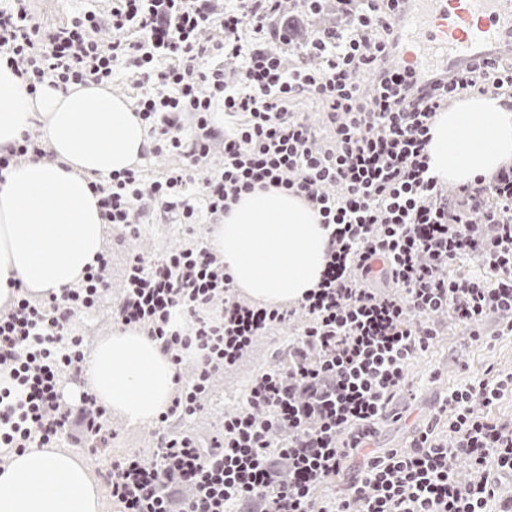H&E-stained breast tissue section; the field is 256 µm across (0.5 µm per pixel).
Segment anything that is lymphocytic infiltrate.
<instances>
[{
  "label": "lymphocytic infiltrate",
  "mask_w": 512,
  "mask_h": 512,
  "mask_svg": "<svg viewBox=\"0 0 512 512\" xmlns=\"http://www.w3.org/2000/svg\"><path fill=\"white\" fill-rule=\"evenodd\" d=\"M113 0L110 11L80 12L63 27L36 21L30 0H0V63L28 92L48 85L108 84L120 70L147 92L135 112L148 125L153 152L182 158L164 179L126 169L92 187L103 218L137 236L135 206L159 205L156 218L196 221L185 195L191 173L214 164L201 197L213 223L244 192L277 188L302 197L328 230L326 267L298 305L261 307L234 291L223 258L200 239L153 260L129 255L112 321L134 326L174 364L193 357L157 422L152 462L129 455L103 477L120 512H174L168 477L195 489L185 512H486L512 478V422L474 408L512 391V373L486 370L439 405L437 420L408 443L376 455L381 425L401 420L397 401L411 391L409 364L446 329L444 316L481 336L498 320L512 335V165L449 190L430 171V129L450 102L472 93L512 100V69L493 59L452 74L396 64L405 0H335L342 24L294 41L287 29L264 40L281 0ZM216 26L218 38L201 40ZM258 34L244 40V29ZM242 59L235 84L223 58ZM366 74L362 88L355 74ZM323 108L313 125L293 103ZM241 116L223 135L216 105ZM474 272L449 275L461 259ZM112 255L102 253L75 287L34 302L17 292L0 309V447L49 448L64 438L106 445V410L85 418L82 392L63 400L61 379L84 381L86 358L71 335L78 315L98 308L110 285ZM296 336L274 349L272 367L255 377L244 405L225 415L210 439L179 431L209 394L214 375L237 365L257 337L292 318ZM362 465L338 496L317 504L318 486ZM512 512V497L498 499Z\"/></svg>",
  "instance_id": "lymphocytic-infiltrate-1"
}]
</instances>
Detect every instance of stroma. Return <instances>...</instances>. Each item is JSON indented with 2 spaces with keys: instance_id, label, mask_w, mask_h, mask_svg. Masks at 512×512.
<instances>
[{
  "instance_id": "stroma-1",
  "label": "stroma",
  "mask_w": 512,
  "mask_h": 512,
  "mask_svg": "<svg viewBox=\"0 0 512 512\" xmlns=\"http://www.w3.org/2000/svg\"><path fill=\"white\" fill-rule=\"evenodd\" d=\"M210 231L209 216L203 211L199 212L198 222L192 227L173 216L164 224L142 225L140 235L135 239L124 238L116 229L109 231L107 242L112 247V288L104 294L95 312L76 320L74 334L81 336L89 345L110 334V307L121 291L128 252L137 250L154 257L184 245L191 236L208 237ZM293 334L294 328L288 324L269 331L234 369L216 376L203 413L186 421L185 430L198 435L216 431L225 413L234 411L245 400L247 386L254 376L270 367V350L286 346ZM491 366L505 373L512 372V335L471 342L467 340L464 328L449 325L447 335L440 337L409 365L408 374L415 398L405 421L381 429L376 440L378 449L383 451L405 445L413 428L435 415L446 392L464 387Z\"/></svg>"
}]
</instances>
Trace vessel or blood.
<instances>
[{"instance_id":"vessel-or-blood-1","label":"vessel or blood","mask_w":512,"mask_h":512,"mask_svg":"<svg viewBox=\"0 0 512 512\" xmlns=\"http://www.w3.org/2000/svg\"><path fill=\"white\" fill-rule=\"evenodd\" d=\"M401 26L398 64L454 72L512 51V0H416Z\"/></svg>"}]
</instances>
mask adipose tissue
Masks as SVG:
<instances>
[{
  "mask_svg": "<svg viewBox=\"0 0 512 512\" xmlns=\"http://www.w3.org/2000/svg\"><path fill=\"white\" fill-rule=\"evenodd\" d=\"M40 125L53 159L27 158L0 174V302L19 281L35 295L79 282L105 248L104 219L91 179L131 168L149 147L145 123L101 84L28 93L0 66V148ZM429 165L463 184L512 162V108L475 95L440 113ZM236 288L260 304L298 302L316 287L328 232L311 206L276 189L241 194L211 231ZM88 388L136 427L156 418L175 392L176 368L142 332L114 329L89 356ZM90 460L73 450L14 451L0 471V512H103Z\"/></svg>",
  "mask_w": 512,
  "mask_h": 512,
  "instance_id": "ef3b65f1",
  "label": "adipose tissue"
}]
</instances>
